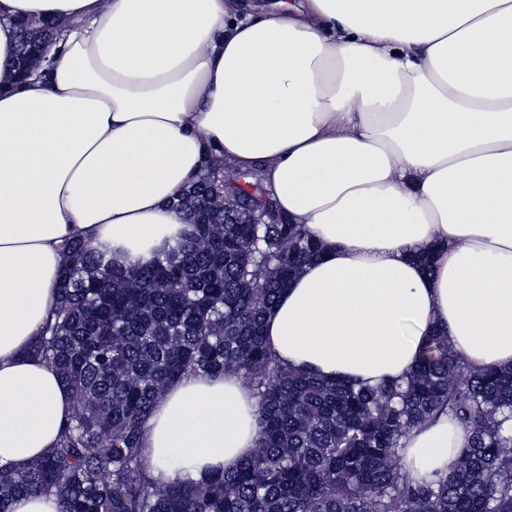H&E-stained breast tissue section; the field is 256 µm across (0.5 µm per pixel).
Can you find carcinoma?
<instances>
[{"label": "carcinoma", "mask_w": 512, "mask_h": 512, "mask_svg": "<svg viewBox=\"0 0 512 512\" xmlns=\"http://www.w3.org/2000/svg\"><path fill=\"white\" fill-rule=\"evenodd\" d=\"M14 64L53 38L22 21ZM242 180L267 213L261 224L224 218ZM199 221L164 241L151 261L118 269L75 239L52 318L32 352L72 394L54 448L23 468H0V512L25 495H52L60 512H512V368L472 370L433 330L405 378L375 386L327 381L283 365L263 319L320 247L301 224H278L259 174L210 161L172 200ZM188 373L235 375L257 398L259 437L232 472L158 486L141 454L144 423ZM467 444L448 472L417 481L402 440L439 413Z\"/></svg>", "instance_id": "carcinoma-1"}]
</instances>
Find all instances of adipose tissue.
<instances>
[{
	"instance_id": "adipose-tissue-1",
	"label": "adipose tissue",
	"mask_w": 512,
	"mask_h": 512,
	"mask_svg": "<svg viewBox=\"0 0 512 512\" xmlns=\"http://www.w3.org/2000/svg\"><path fill=\"white\" fill-rule=\"evenodd\" d=\"M59 23L17 80V24ZM258 168L322 246L263 321L291 367L375 385L447 334L512 367V0H0V466L55 445L72 397L30 347L65 242L150 260L212 157ZM431 251L432 268L418 255ZM259 434L236 376L172 383L144 428L159 486L230 471ZM467 432L403 440L417 479Z\"/></svg>"
}]
</instances>
